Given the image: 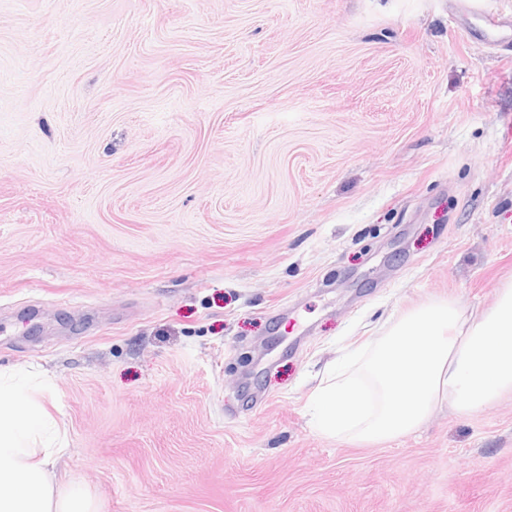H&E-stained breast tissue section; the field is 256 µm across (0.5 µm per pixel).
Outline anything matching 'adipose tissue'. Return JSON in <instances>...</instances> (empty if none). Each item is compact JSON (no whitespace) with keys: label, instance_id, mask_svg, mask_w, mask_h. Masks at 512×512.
I'll return each instance as SVG.
<instances>
[{"label":"adipose tissue","instance_id":"ef3b65f1","mask_svg":"<svg viewBox=\"0 0 512 512\" xmlns=\"http://www.w3.org/2000/svg\"><path fill=\"white\" fill-rule=\"evenodd\" d=\"M26 373L0 369V512H94L75 483L58 484L66 443Z\"/></svg>","mask_w":512,"mask_h":512}]
</instances>
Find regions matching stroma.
Masks as SVG:
<instances>
[{
	"instance_id": "35a3bbf8",
	"label": "stroma",
	"mask_w": 512,
	"mask_h": 512,
	"mask_svg": "<svg viewBox=\"0 0 512 512\" xmlns=\"http://www.w3.org/2000/svg\"><path fill=\"white\" fill-rule=\"evenodd\" d=\"M0 0V366L96 512H512V395L361 446L346 350L512 276V0Z\"/></svg>"
}]
</instances>
